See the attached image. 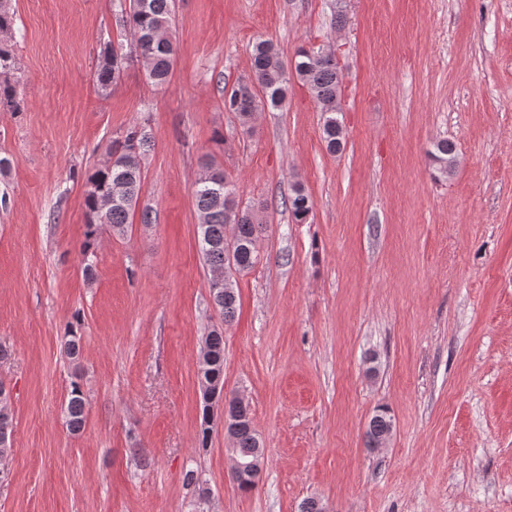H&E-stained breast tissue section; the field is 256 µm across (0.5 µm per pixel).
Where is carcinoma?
I'll return each mask as SVG.
<instances>
[{
  "mask_svg": "<svg viewBox=\"0 0 512 512\" xmlns=\"http://www.w3.org/2000/svg\"><path fill=\"white\" fill-rule=\"evenodd\" d=\"M175 0H128L126 7H118V15L136 39L135 54H126L115 47H107L100 55L95 79L99 89L106 93L116 85L129 61L140 62L147 77L156 85L165 83L176 56V43L171 27ZM16 17L0 0V34L13 35ZM18 70L12 45L0 41V75ZM251 70L254 84L262 92L255 100L251 88L240 85L224 97V109L248 120L253 113L269 106H282L288 95L290 77L305 84L320 105L324 115L322 141L326 150L336 154L343 149L344 132L336 116L340 111L341 81L339 66L333 53L322 48L300 47L291 60H285L269 41H259L251 52ZM19 112L24 106L20 81H0V107ZM151 147V137L142 126L130 127L124 135L113 141L110 159L103 167L88 175L85 196L86 231L80 246L84 276L95 275V245L104 228L122 236L134 215L142 188L143 158ZM430 158L441 174L448 173V161L455 159V145L440 140L430 152ZM117 187L124 197L103 211L100 200ZM199 221V243L206 265L223 276L219 288H211L212 300L224 323L235 318L239 295L234 275L251 269L257 261V243L266 228L260 219L265 210L261 202L245 206L236 201L232 179L217 163L208 158L202 163V173L192 189ZM288 212L297 223H304L313 211V200L305 188L296 184L292 194L284 201ZM206 365L203 379L209 397L202 399V442L210 433L211 410L224 402L227 435L232 440L233 456L243 462L257 465L262 462L263 446L253 427L250 404L238 397H224V331L215 328L204 339ZM66 426L73 434L81 432L86 420V399L81 386L71 383L65 405ZM393 430V420L381 408L372 416L365 433V445L370 450L382 447L386 436Z\"/></svg>",
  "mask_w": 512,
  "mask_h": 512,
  "instance_id": "obj_1",
  "label": "carcinoma"
}]
</instances>
